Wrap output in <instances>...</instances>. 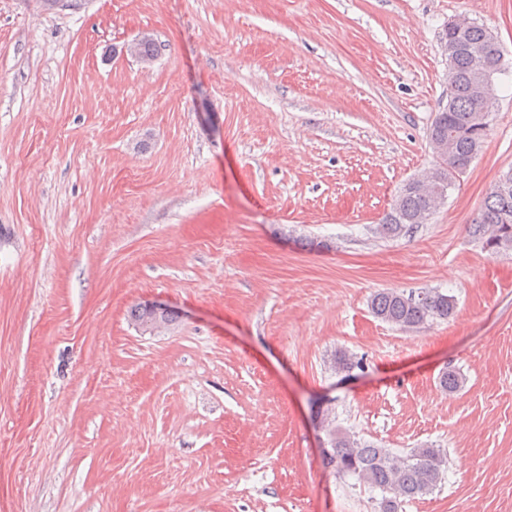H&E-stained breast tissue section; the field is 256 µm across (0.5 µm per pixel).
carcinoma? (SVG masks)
I'll list each match as a JSON object with an SVG mask.
<instances>
[{
    "label": "carcinoma",
    "mask_w": 512,
    "mask_h": 512,
    "mask_svg": "<svg viewBox=\"0 0 512 512\" xmlns=\"http://www.w3.org/2000/svg\"><path fill=\"white\" fill-rule=\"evenodd\" d=\"M492 40L488 28L476 23L460 32L450 28L444 34L443 42L455 45L456 53L451 75L453 91L448 96V105L432 124L433 135L448 143V158L434 159L433 167L426 173L437 191L448 192L462 177V172L449 168V164L465 165L482 146L486 128L470 87L475 66L471 50L482 48ZM436 210L437 199L419 191L411 179L402 187L376 232L384 238H398L418 223L420 217ZM469 235L491 255L512 252V183L505 187L497 181L491 186L469 224ZM423 294L419 298L394 289L380 291L372 296L370 309L375 317L407 331L446 321L454 315V296L438 289H425ZM359 367L361 362L344 352L334 358L335 372L346 378ZM438 383L444 392L453 393L461 388L462 378L455 370L448 369L441 373ZM316 415L329 448L322 454L323 464L338 476L352 475L381 490L380 512H398L403 502L426 496L441 483L446 464L441 449L425 446L401 456L336 426V416L327 407H318Z\"/></svg>",
    "instance_id": "cac0c4a2"
}]
</instances>
